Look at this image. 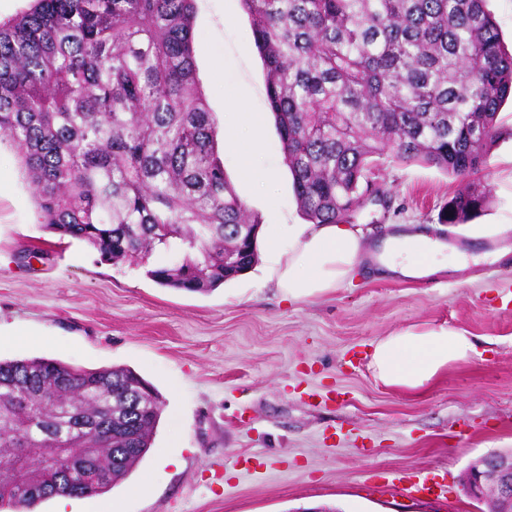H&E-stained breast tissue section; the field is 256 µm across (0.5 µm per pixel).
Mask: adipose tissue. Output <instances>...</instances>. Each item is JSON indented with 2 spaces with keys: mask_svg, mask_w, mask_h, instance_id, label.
I'll list each match as a JSON object with an SVG mask.
<instances>
[{
  "mask_svg": "<svg viewBox=\"0 0 512 512\" xmlns=\"http://www.w3.org/2000/svg\"><path fill=\"white\" fill-rule=\"evenodd\" d=\"M274 255L268 270L285 300L301 302L326 295L347 282L363 261L362 233L347 224H273L262 239ZM496 254L449 250L429 234L410 232L387 237L378 261L408 279L459 267L496 261ZM470 336L453 328L404 332L378 339L369 368L383 385L418 392L432 384L449 364L475 354Z\"/></svg>",
  "mask_w": 512,
  "mask_h": 512,
  "instance_id": "1",
  "label": "adipose tissue"
}]
</instances>
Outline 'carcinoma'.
Returning a JSON list of instances; mask_svg holds the SVG:
<instances>
[{
    "label": "carcinoma",
    "mask_w": 512,
    "mask_h": 512,
    "mask_svg": "<svg viewBox=\"0 0 512 512\" xmlns=\"http://www.w3.org/2000/svg\"><path fill=\"white\" fill-rule=\"evenodd\" d=\"M263 60L293 193L309 224L347 223L386 203L375 159L422 163L463 182L458 222L478 214L472 176L512 100V53L486 0H241ZM195 0H35L0 23V142L17 154L43 228L105 261L149 262L156 284H224V248L258 262L261 219L224 170L195 80ZM163 401L125 367L0 360V467L85 437L98 479L65 465L35 492L0 493L31 512L124 480L151 445Z\"/></svg>",
    "instance_id": "obj_1"
}]
</instances>
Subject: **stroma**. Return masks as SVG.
I'll list each match as a JSON object with an SVG mask.
<instances>
[{"label":"stroma","instance_id":"obj_1","mask_svg":"<svg viewBox=\"0 0 512 512\" xmlns=\"http://www.w3.org/2000/svg\"><path fill=\"white\" fill-rule=\"evenodd\" d=\"M196 77L218 129L266 114L263 145L248 156L219 145L228 179L266 224L302 217L269 116L265 70L241 0H196ZM478 174L489 202L472 236L448 233L458 181L424 164L384 161L387 206L352 221L367 249L419 229L501 259L421 279L382 276L364 260L336 291L281 300L260 256L207 293L164 288L142 265H113L39 222L21 163L0 145V360L44 357L86 369L127 367L164 406L152 445L109 492L117 512H478L464 471L512 448V104ZM252 165L258 179L239 172ZM440 327L465 331L477 352L450 364L423 392L378 382L368 367L384 336ZM17 333L32 335L14 342ZM424 471L456 486L449 499L379 491L386 470ZM144 496L130 489L142 479Z\"/></svg>","mask_w":512,"mask_h":512}]
</instances>
